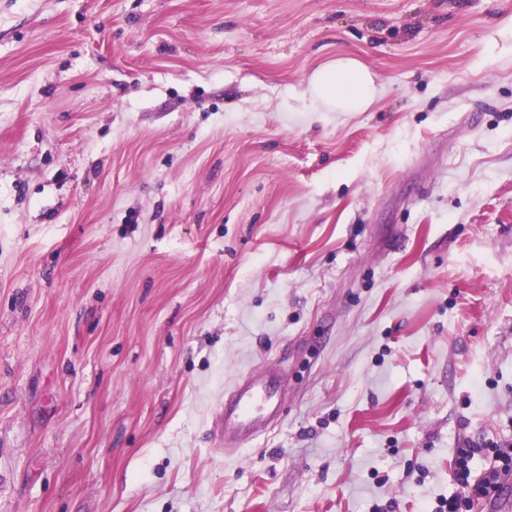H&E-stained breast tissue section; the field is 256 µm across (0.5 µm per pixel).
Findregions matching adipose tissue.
<instances>
[{
  "mask_svg": "<svg viewBox=\"0 0 512 512\" xmlns=\"http://www.w3.org/2000/svg\"><path fill=\"white\" fill-rule=\"evenodd\" d=\"M313 101L329 112H360L376 95L375 79L357 58L343 56L324 63L309 78Z\"/></svg>",
  "mask_w": 512,
  "mask_h": 512,
  "instance_id": "adipose-tissue-1",
  "label": "adipose tissue"
}]
</instances>
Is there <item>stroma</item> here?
Wrapping results in <instances>:
<instances>
[{"label":"stroma","mask_w":512,"mask_h":512,"mask_svg":"<svg viewBox=\"0 0 512 512\" xmlns=\"http://www.w3.org/2000/svg\"><path fill=\"white\" fill-rule=\"evenodd\" d=\"M512 0L0 8V512H419L512 447ZM349 55L362 112H308ZM282 417L241 449L224 391ZM313 101L329 112H361L374 100L375 79L357 58L337 57L316 69L309 77ZM285 404V375L273 365L240 375L224 393V446L242 447L279 421Z\"/></svg>","instance_id":"35a3bbf8"}]
</instances>
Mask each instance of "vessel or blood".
Instances as JSON below:
<instances>
[{"label":"vessel or blood","instance_id":"1","mask_svg":"<svg viewBox=\"0 0 512 512\" xmlns=\"http://www.w3.org/2000/svg\"><path fill=\"white\" fill-rule=\"evenodd\" d=\"M285 404V376L275 366L240 375L224 394L223 436L242 447L279 421Z\"/></svg>","mask_w":512,"mask_h":512}]
</instances>
